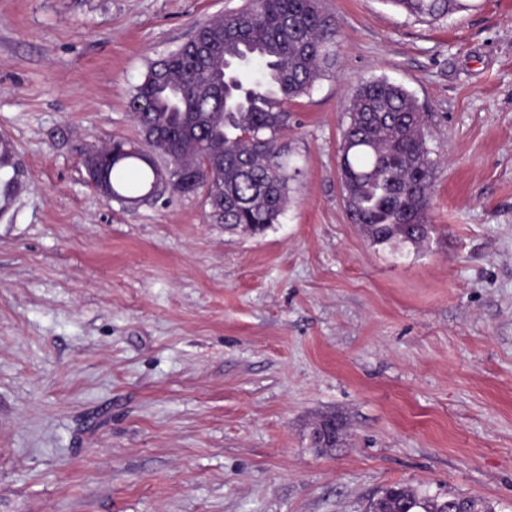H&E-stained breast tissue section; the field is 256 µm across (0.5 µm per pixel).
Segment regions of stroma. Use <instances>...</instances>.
Here are the masks:
<instances>
[{
	"instance_id": "35a3bbf8",
	"label": "stroma",
	"mask_w": 512,
	"mask_h": 512,
	"mask_svg": "<svg viewBox=\"0 0 512 512\" xmlns=\"http://www.w3.org/2000/svg\"><path fill=\"white\" fill-rule=\"evenodd\" d=\"M243 3L0 0V512H365L394 483L512 512V0H318L336 60L290 106L263 235L200 192L103 197L84 157L140 140L149 65ZM380 78L436 162L418 250L345 206L347 105ZM385 4L423 23H434L448 13L465 8L462 0H382Z\"/></svg>"
}]
</instances>
